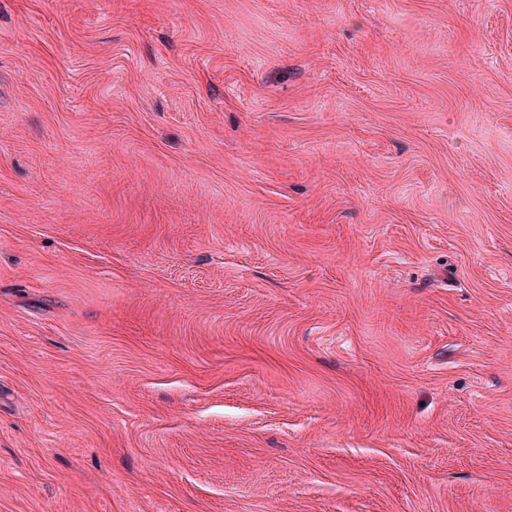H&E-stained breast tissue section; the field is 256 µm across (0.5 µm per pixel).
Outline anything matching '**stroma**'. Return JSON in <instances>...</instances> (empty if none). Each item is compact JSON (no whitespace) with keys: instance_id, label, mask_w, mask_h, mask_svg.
I'll use <instances>...</instances> for the list:
<instances>
[{"instance_id":"35a3bbf8","label":"stroma","mask_w":512,"mask_h":512,"mask_svg":"<svg viewBox=\"0 0 512 512\" xmlns=\"http://www.w3.org/2000/svg\"><path fill=\"white\" fill-rule=\"evenodd\" d=\"M0 512H512V0H0Z\"/></svg>"}]
</instances>
